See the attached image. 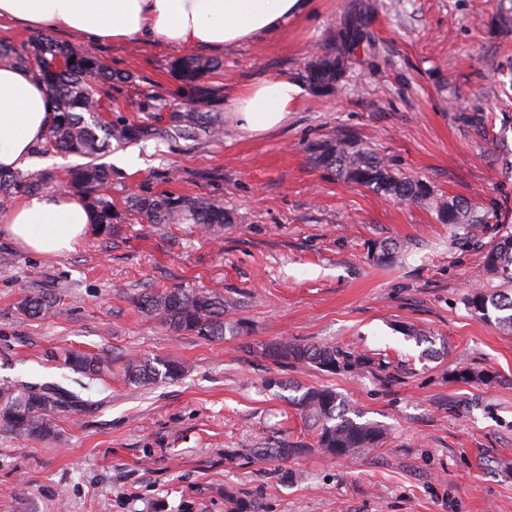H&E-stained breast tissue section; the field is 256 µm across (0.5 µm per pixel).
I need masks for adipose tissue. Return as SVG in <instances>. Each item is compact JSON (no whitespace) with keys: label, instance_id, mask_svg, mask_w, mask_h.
Wrapping results in <instances>:
<instances>
[{"label":"adipose tissue","instance_id":"obj_1","mask_svg":"<svg viewBox=\"0 0 512 512\" xmlns=\"http://www.w3.org/2000/svg\"><path fill=\"white\" fill-rule=\"evenodd\" d=\"M311 7L312 0H0V19L66 31L90 43L138 39L221 50L275 36ZM302 92L285 78L241 90L233 101L239 126L254 134L279 128ZM53 121L44 82L25 67L0 63V170H29L33 149ZM92 222L81 198L44 192L0 209V239L61 257L84 241Z\"/></svg>","mask_w":512,"mask_h":512}]
</instances>
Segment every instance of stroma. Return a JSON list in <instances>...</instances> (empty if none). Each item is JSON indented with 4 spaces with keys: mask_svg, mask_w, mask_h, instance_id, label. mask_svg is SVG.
Instances as JSON below:
<instances>
[{
    "mask_svg": "<svg viewBox=\"0 0 512 512\" xmlns=\"http://www.w3.org/2000/svg\"><path fill=\"white\" fill-rule=\"evenodd\" d=\"M512 0H314L277 37L215 53L205 111L224 138L133 144L112 168L121 231H88L48 259L0 240V382L81 379L66 350L103 353L89 407L56 419L48 440L0 432V512H512V332L465 297L497 289L482 257L512 226ZM367 41L346 55L330 94L307 85L311 59L348 21ZM122 79L104 89L110 117L172 122L184 48L139 40L88 44ZM302 84L280 128L243 130L232 100L268 79ZM169 100L156 111L153 96ZM482 115L475 126L471 118ZM341 136L371 148L431 195L404 204L345 182L312 150ZM205 196L234 221L216 235L150 224L136 193ZM471 203L481 232L440 223L445 200ZM396 242L395 262L373 259ZM224 297L237 336L176 334L139 311L150 289ZM49 293L43 316L22 314ZM329 345L354 363L336 372L276 362L272 342ZM187 370L149 386L125 381L128 359ZM470 378L461 379L460 370ZM330 389L377 424V447L331 457L296 400Z\"/></svg>",
    "mask_w": 512,
    "mask_h": 512,
    "instance_id": "1",
    "label": "stroma"
}]
</instances>
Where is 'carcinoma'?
I'll use <instances>...</instances> for the list:
<instances>
[{
	"instance_id": "obj_1",
	"label": "carcinoma",
	"mask_w": 512,
	"mask_h": 512,
	"mask_svg": "<svg viewBox=\"0 0 512 512\" xmlns=\"http://www.w3.org/2000/svg\"><path fill=\"white\" fill-rule=\"evenodd\" d=\"M363 30L350 27L339 36L336 52L310 62L306 78L317 89L331 93L345 73L347 45L358 44ZM7 59L34 72L46 85L55 121L49 130L48 144L55 150L89 159V162L68 171V182L81 193L94 215V225L102 235L119 232L118 216L112 208V196L100 191L112 183V167L97 162L110 151L112 142L140 139H163L172 129L186 137L203 136L209 140L224 137V125L199 111L197 104L211 95L209 77L219 68L213 59L187 54L174 60L172 69L179 81L180 96L186 106L172 116L170 129L149 124H135L125 119L104 122L98 115L101 100L99 87L123 77L101 59L80 45L63 43L48 34H41L20 48L0 45V59ZM317 163L335 172L344 181L356 183L401 203H419L430 196L429 187L420 180L395 175L389 166L370 151L345 139L315 148ZM58 182L51 169L24 175L0 172V194L32 195ZM131 210L149 224H200L218 234L232 223L224 206L204 196L153 197L132 195ZM438 219L470 229L479 228L483 218L474 214L463 201L442 202L437 207ZM483 268L499 278L504 288L488 291L483 288L468 292L466 303L474 314L488 319L495 312L499 327L512 331V230L500 235L483 256ZM54 303L47 293L26 297L20 309L36 317ZM136 306L177 334L204 338L236 336L241 323L224 321V297L208 289L171 288L147 291L136 300ZM266 355L281 360L306 361L325 371H334L351 364V355L334 347H315L295 342H274L265 346ZM64 363L72 371L96 379L111 365L106 357L86 352H68ZM185 366L168 360L155 366L147 359H132L125 365V377L136 384L149 385L159 378H178ZM88 400L81 393L60 384H0V429L19 436L50 439L55 434L53 420L83 411ZM297 405L306 416L319 425V445L336 457H347L364 448L375 447L382 429L373 423H360L349 416L350 409L330 390H308Z\"/></svg>"
}]
</instances>
